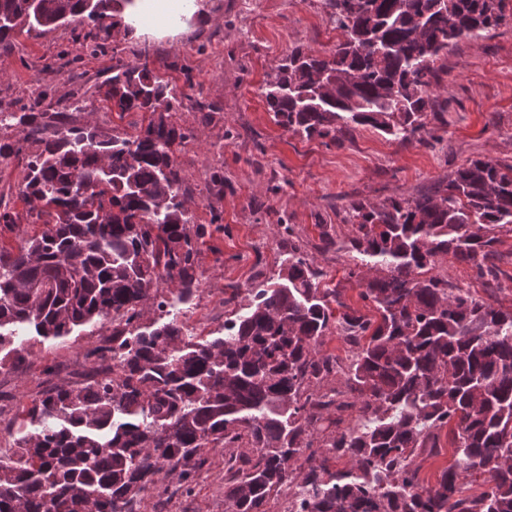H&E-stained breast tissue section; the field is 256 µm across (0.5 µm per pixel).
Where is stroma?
Instances as JSON below:
<instances>
[{
  "label": "stroma",
  "mask_w": 512,
  "mask_h": 512,
  "mask_svg": "<svg viewBox=\"0 0 512 512\" xmlns=\"http://www.w3.org/2000/svg\"><path fill=\"white\" fill-rule=\"evenodd\" d=\"M199 14L178 34L159 37L143 28L97 32L100 42L136 59L149 50L151 67L177 87L189 90L190 104L173 113L176 126L196 137L176 151L192 221L219 222L218 231L199 244L196 298L182 308L197 332L223 331L224 322L247 302L243 289L279 269L283 247L275 226L287 217L297 242L324 273L323 282L340 289L348 305L371 314L349 270L348 254L321 248L322 233L348 241L351 201L373 204L390 197L411 198L429 191L468 161L483 158L512 164V25L460 41L437 62L440 86L427 119L424 143L392 141L370 128L339 136L337 142L306 139L272 120L261 87L295 47L322 54L341 38L322 0H199ZM69 52L73 64L60 54ZM112 58L94 56L68 25L20 35L12 50H0V101L27 100L37 89L62 98L84 93L108 76ZM214 104L202 116L198 102ZM224 173L223 191L209 189L212 168ZM23 164L0 161V201L22 216L21 227L0 229V241L17 244L37 232L27 222L28 203L19 193ZM492 247L497 278H477L475 270L452 256L435 259V271L454 286L497 306H512V230L501 229ZM237 292L225 304L228 292ZM112 334L111 321L86 328L71 339H29L20 370H0V446L12 442L20 405L55 385L80 381L90 365L86 349ZM165 512H225L224 459L217 456L192 495L173 494Z\"/></svg>",
  "instance_id": "35a3bbf8"
}]
</instances>
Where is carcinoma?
Listing matches in <instances>:
<instances>
[{"mask_svg": "<svg viewBox=\"0 0 512 512\" xmlns=\"http://www.w3.org/2000/svg\"><path fill=\"white\" fill-rule=\"evenodd\" d=\"M0 0V46L21 34L93 24L134 0ZM509 0H323L341 31L330 55L293 49L261 95L276 125L328 138L368 126L424 142L436 62L463 38L512 22ZM112 51V109L145 112L132 134L58 112L42 91L0 104V159L24 162L21 194L41 233L0 250V369L25 360L28 332L65 338L111 316L89 348L84 382L25 407L0 452V512H135L146 493L194 491L224 449L227 512H266L288 492L300 512H512V308L495 307L432 273L450 255L481 278L496 230L512 226V164L473 159L432 192L353 201L358 278L369 316L322 284L294 243L277 276L253 284L224 335L198 338L171 311L199 292L198 240L176 147L194 138L169 121L183 99L149 63ZM367 271H362V268ZM337 335L348 362L322 352ZM333 377L343 381L337 389ZM356 409L341 429L337 413ZM451 433L457 464L435 483L419 457ZM239 448H250L243 454ZM347 466L331 471V458ZM487 489L463 494L462 474Z\"/></svg>", "mask_w": 512, "mask_h": 512, "instance_id": "obj_1", "label": "carcinoma"}]
</instances>
